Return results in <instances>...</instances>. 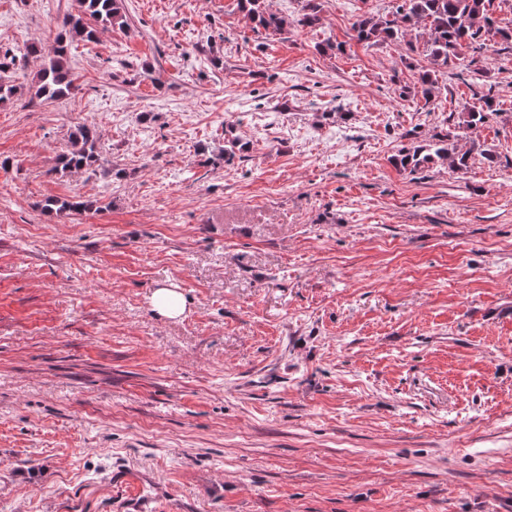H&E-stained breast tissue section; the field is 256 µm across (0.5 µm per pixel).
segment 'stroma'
<instances>
[{"instance_id": "35a3bbf8", "label": "stroma", "mask_w": 512, "mask_h": 512, "mask_svg": "<svg viewBox=\"0 0 512 512\" xmlns=\"http://www.w3.org/2000/svg\"><path fill=\"white\" fill-rule=\"evenodd\" d=\"M320 3L266 39L237 0H124L71 95L0 104V512H512V168L397 169L471 92L399 97L403 50L351 30L393 0ZM78 11L0 0L18 87ZM482 65L503 111L459 145L511 158L512 54ZM80 124L115 176L55 171ZM97 204V200L91 198L78 201H73L68 198H52L46 201L43 210L47 213H55L56 215L73 211H98L100 207H98ZM153 308L161 315L176 318L185 311V302L181 292L173 285L156 288L151 299Z\"/></svg>"}]
</instances>
